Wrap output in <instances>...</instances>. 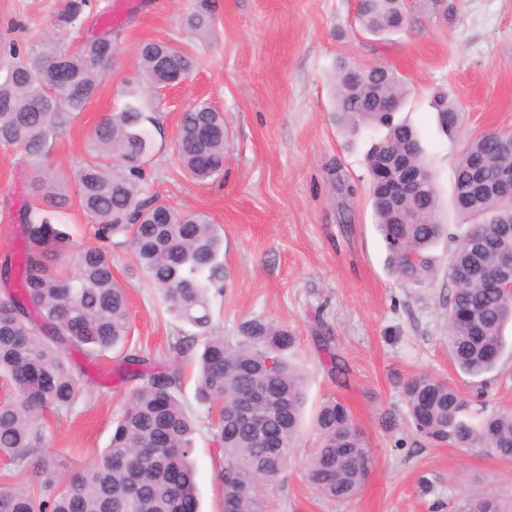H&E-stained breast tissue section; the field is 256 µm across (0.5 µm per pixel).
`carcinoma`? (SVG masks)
I'll list each match as a JSON object with an SVG mask.
<instances>
[{
  "label": "carcinoma",
  "instance_id": "1",
  "mask_svg": "<svg viewBox=\"0 0 512 512\" xmlns=\"http://www.w3.org/2000/svg\"><path fill=\"white\" fill-rule=\"evenodd\" d=\"M358 20L374 35L398 33L410 20L408 0H358ZM187 24L203 38L212 19L194 13ZM117 40L118 29L110 24L69 51L47 36L0 76V145L25 151L37 192L36 203L27 205L20 242L0 268L3 279L14 282L13 293L0 299V374L16 394L0 405V452L52 483L53 464L33 456V448L41 442L42 412L68 408L77 396V378L68 365L71 351L92 365L122 345L129 331L127 294L113 277L109 254L122 241L169 310L196 329L177 340V353L203 340L196 396L214 413L224 448L218 473L223 512H263L256 483L279 478L302 422L304 378L288 361L296 337L286 325L257 318L241 324L236 340L211 335L208 296L223 288V238L208 216L176 210L143 192L153 150L146 124L154 122L158 108L151 89L181 82L196 66L194 58L168 43L140 45L127 100L94 130L96 157L73 173L77 199L44 166L49 139L96 97L118 54ZM333 98L338 123L378 133L366 166L389 269L403 284H431L435 271L428 251L447 225L419 133L397 118L406 100L402 77L381 65L363 68L340 59ZM431 107L445 134L458 131L461 110L454 98L437 91ZM394 152L407 155L419 171L401 211L386 198L396 175L383 167L382 158ZM176 160L197 181L223 174V113L203 102L183 112ZM509 175L512 135L507 132L471 139L455 166L453 202L469 218L470 229L461 238L448 237V353L481 389L486 387L482 378L497 366L504 329L512 322V297L489 282L498 258L512 252V192L498 190ZM74 202L93 224L94 245L77 248L54 225ZM140 379L109 446L95 461L67 476L47 499L0 486V512H139L142 504L149 512H183L186 506L199 512L195 427L177 396V373L155 367L142 371ZM402 392L417 436L512 461L511 409L476 414L447 380L430 373L408 378ZM247 394L257 399L244 409L241 399ZM313 431L308 482L328 500H350L369 464V448L350 409L339 399L324 400ZM459 512L502 510L487 495L466 502Z\"/></svg>",
  "mask_w": 512,
  "mask_h": 512
}]
</instances>
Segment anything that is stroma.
I'll list each match as a JSON object with an SVG mask.
<instances>
[{
	"label": "stroma",
	"instance_id": "35a3bbf8",
	"mask_svg": "<svg viewBox=\"0 0 512 512\" xmlns=\"http://www.w3.org/2000/svg\"><path fill=\"white\" fill-rule=\"evenodd\" d=\"M67 2L0 0V71L12 63L11 49L28 51L41 32L72 47L112 12L113 0H89L65 24ZM197 11L213 19L203 40L187 26ZM119 29L117 61L86 111L58 131L46 160L50 172L76 195L71 173L92 154L95 128L121 102L138 45H180L196 67L164 93L145 193L208 215L224 234V287L210 294L213 333L237 336L250 318L293 329L289 358L305 377V417L327 398L341 400L370 451L361 491L345 503L329 501L306 480L315 435L303 426L284 472L257 484L264 512H457L487 491L512 503V462L478 448L417 442L401 392L407 378L430 373L472 398L474 410L512 407V327L486 376L485 396L476 397V379L454 367L444 338L448 243L430 251L432 287L397 283L368 200L365 154L372 138L337 123L330 94L340 57L403 77L409 91L403 116L428 148L449 233L463 235L468 225L453 205L457 157L470 138L512 130V0H448L444 17L415 7L409 27L387 40L362 29L356 0H139ZM436 90L463 106L454 137L437 128L430 106ZM202 101L223 113L226 137L224 175L207 182L187 177L175 158L181 114ZM31 180L24 153L0 146V258L16 245L20 201L35 199ZM111 258L128 296V340L80 376L71 407L44 413L37 452L53 456L64 474L92 463L137 386L113 370L125 354L146 355L179 373L178 397L196 427L200 512H222L217 474L224 450L207 406L196 399L195 355L174 350L178 337L194 329L169 313L127 245H113ZM323 335L332 337L331 351L319 346ZM332 352L346 363V382L330 374Z\"/></svg>",
	"mask_w": 512,
	"mask_h": 512
}]
</instances>
